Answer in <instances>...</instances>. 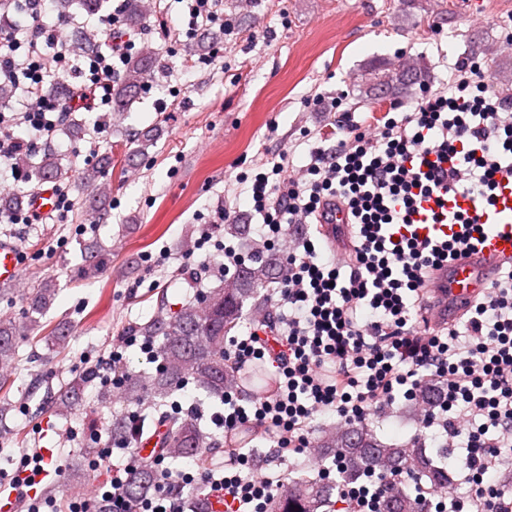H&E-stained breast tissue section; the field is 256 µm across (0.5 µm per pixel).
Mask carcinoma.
Listing matches in <instances>:
<instances>
[{"instance_id":"cac0c4a2","label":"carcinoma","mask_w":512,"mask_h":512,"mask_svg":"<svg viewBox=\"0 0 512 512\" xmlns=\"http://www.w3.org/2000/svg\"><path fill=\"white\" fill-rule=\"evenodd\" d=\"M153 64L149 53L127 58L114 93L118 107L124 109L137 99ZM421 75V70L414 68L397 73L380 70L376 91L383 93L395 87H409ZM15 165L34 170L36 179L40 181L69 177V172L51 147L44 149L36 162L31 160V155L21 154L15 158ZM110 169L112 156L106 154L97 164L87 166L80 173V183L91 192L88 206L99 214L110 202L107 187L100 184V179ZM256 253L261 255V259L241 266L237 274L224 283V287L205 293L197 303L174 313L167 312L163 304L149 321L137 327V332L143 336L163 337L159 350L162 361L153 375L126 373L124 394L136 402L147 400L143 419L163 427L157 451L165 459L197 458L210 447V434L195 419L168 410L176 387L190 377L209 394L222 396L240 384L237 377L226 373L224 336L243 318L246 303L258 302L263 298L261 290L283 281L287 276L286 266L277 253L263 247L256 248ZM80 257L81 269L87 276L98 274L105 260L104 251L94 242L80 244ZM57 287L52 279L37 281L25 295L24 320L17 323L0 319L1 367L10 365L17 358V341L20 339L43 341L57 354L66 351L69 325L43 321ZM90 382L91 376L87 373L68 380L50 401L52 415L71 416ZM316 447L338 450L344 457L341 472L332 481L301 478L285 484L270 512H326L333 497L339 496L345 485L361 479L363 472L380 460L391 463L395 469L402 468L418 478H426L433 490L448 487L450 481L448 469L435 464L424 449L393 447L379 440L366 426L338 433L328 432L317 440ZM154 483L152 467H143L129 480L127 493L130 502L134 504L149 493ZM382 512H427V505L412 496L405 483L397 482L389 489L382 503Z\"/></svg>"}]
</instances>
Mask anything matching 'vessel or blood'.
Here are the masks:
<instances>
[{"mask_svg": "<svg viewBox=\"0 0 512 512\" xmlns=\"http://www.w3.org/2000/svg\"><path fill=\"white\" fill-rule=\"evenodd\" d=\"M484 235L476 251L433 271L428 289L432 295L425 316L434 326L460 317L485 293L497 271L512 265V179L499 178L494 204L481 212ZM20 248L0 239V284L15 283L21 274Z\"/></svg>", "mask_w": 512, "mask_h": 512, "instance_id": "vessel-or-blood-1", "label": "vessel or blood"}]
</instances>
